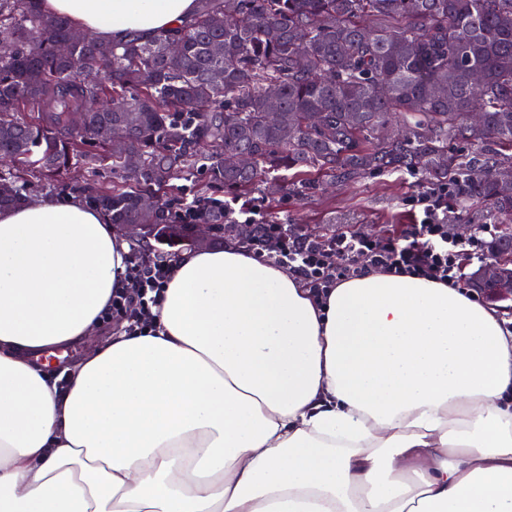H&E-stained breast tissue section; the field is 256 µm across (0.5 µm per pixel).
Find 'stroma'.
<instances>
[{"mask_svg":"<svg viewBox=\"0 0 512 512\" xmlns=\"http://www.w3.org/2000/svg\"><path fill=\"white\" fill-rule=\"evenodd\" d=\"M425 189L412 173H376L353 182L315 181L298 194L257 191L250 199L265 221L330 235L342 224L406 226L412 219L408 197Z\"/></svg>","mask_w":512,"mask_h":512,"instance_id":"35a3bbf8","label":"stroma"}]
</instances>
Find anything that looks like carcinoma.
<instances>
[{
	"label": "carcinoma",
	"instance_id": "obj_1",
	"mask_svg": "<svg viewBox=\"0 0 512 512\" xmlns=\"http://www.w3.org/2000/svg\"><path fill=\"white\" fill-rule=\"evenodd\" d=\"M71 31L40 0H0V208L26 201L35 175L51 189L63 171L117 174L134 157L135 184H98L88 199L121 231L170 225L152 234L162 257L184 244L177 181L199 173L239 197L407 171L455 181L461 207L512 219V191L490 174L512 165V0H197L166 33L75 42L60 56ZM99 69L100 82L85 80ZM74 112L86 116L78 128ZM396 121L403 138L386 135ZM114 122L132 130L119 150ZM456 141L473 154L450 152ZM235 154L251 165L231 164Z\"/></svg>",
	"mask_w": 512,
	"mask_h": 512
}]
</instances>
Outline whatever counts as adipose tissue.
I'll return each mask as SVG.
<instances>
[{
  "label": "adipose tissue",
  "mask_w": 512,
  "mask_h": 512,
  "mask_svg": "<svg viewBox=\"0 0 512 512\" xmlns=\"http://www.w3.org/2000/svg\"><path fill=\"white\" fill-rule=\"evenodd\" d=\"M120 43L195 0H43ZM130 245L75 195L0 209V512H512V321L368 269L315 294L238 244L182 253L151 327L66 388Z\"/></svg>",
  "instance_id": "adipose-tissue-1"
}]
</instances>
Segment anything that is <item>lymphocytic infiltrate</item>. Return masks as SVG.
I'll use <instances>...</instances> for the list:
<instances>
[{
  "label": "lymphocytic infiltrate",
  "instance_id": "lymphocytic-infiltrate-1",
  "mask_svg": "<svg viewBox=\"0 0 512 512\" xmlns=\"http://www.w3.org/2000/svg\"><path fill=\"white\" fill-rule=\"evenodd\" d=\"M455 198L456 187L451 182L414 194L410 205L420 211L421 217L396 238L297 236L289 233L287 225L278 222L257 223L258 204L240 205L225 200L221 206L232 209L235 218L253 225L251 249L256 257L288 266L310 288L320 292L337 280L358 275L368 268L458 285L463 260L484 259L485 250L479 239L463 241L449 236L448 214ZM171 268L172 263L167 259L131 261L128 285L113 296L106 320L119 331L145 326Z\"/></svg>",
  "mask_w": 512,
  "mask_h": 512
}]
</instances>
